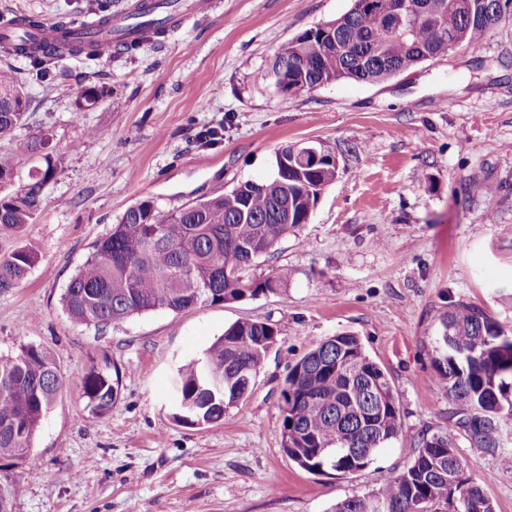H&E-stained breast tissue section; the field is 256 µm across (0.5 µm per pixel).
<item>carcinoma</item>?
Returning a JSON list of instances; mask_svg holds the SVG:
<instances>
[{
    "label": "carcinoma",
    "instance_id": "cac0c4a2",
    "mask_svg": "<svg viewBox=\"0 0 512 512\" xmlns=\"http://www.w3.org/2000/svg\"><path fill=\"white\" fill-rule=\"evenodd\" d=\"M352 0L343 16L309 29L282 45L272 74L290 88L350 79L379 83L393 70L412 69L424 58L448 54V47L477 45L512 10L499 0L485 16L486 0H422L435 22L401 38ZM336 28L329 48L323 27ZM40 67L58 58L49 49L21 47ZM30 99L10 66H0V142L27 124ZM46 147L35 137L13 149L0 148V241L19 238L35 218L51 166L29 173L14 193L19 156ZM314 168L284 174L280 166L261 183L246 181L229 193L176 210L150 201L129 207L120 221L92 245L69 280L63 307L75 321L104 326L133 314L179 312L201 304H224L277 290L288 269L253 278L255 261L272 252L290 232L308 223L319 189L336 180V156ZM39 262L38 252L16 247L0 256V290L15 287ZM437 338L436 384L448 393V432L422 434L410 463L391 471L373 492L337 502L331 512H494L481 487L465 476L455 452L454 432L492 451L500 433L512 428V330L482 308L459 303L448 311ZM278 332L262 321L237 322L200 356L178 370L174 418L206 425L224 418L250 392L277 344ZM63 377L52 356L34 345L0 357V457L27 458L30 442L53 407ZM89 406L106 414L120 394L119 377L91 368L82 376ZM281 447L300 468L352 475L368 467L376 452L402 430L393 386L365 352L359 337L342 333L320 342L296 361L283 390Z\"/></svg>",
    "mask_w": 512,
    "mask_h": 512
}]
</instances>
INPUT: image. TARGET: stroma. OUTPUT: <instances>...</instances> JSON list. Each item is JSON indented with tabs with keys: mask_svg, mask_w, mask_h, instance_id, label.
I'll return each instance as SVG.
<instances>
[{
	"mask_svg": "<svg viewBox=\"0 0 512 512\" xmlns=\"http://www.w3.org/2000/svg\"><path fill=\"white\" fill-rule=\"evenodd\" d=\"M93 4L0 0V19L85 20ZM351 6L218 0L112 56L60 57L44 78L0 55L31 100L17 139H48L45 153L23 159L20 179L54 168L21 238L40 260L0 290V356L39 346L64 381L32 458L0 459L12 512H330L404 468L422 433L447 432L434 364L442 317L467 302L512 328V15L481 44L387 81L282 92L271 72L278 48ZM90 86L102 98L78 110ZM311 141L335 151L338 175L308 224L252 268L258 277L287 269L277 292L134 314L103 330L63 310L69 279L129 206L178 209L264 181L278 148ZM247 319L278 332L251 393L220 422L176 421L177 368ZM341 333L358 336L386 371L402 430L366 469L314 474L281 447L282 392L291 365ZM91 367L120 375L119 399L102 416L82 391ZM454 442L495 512H512V437L493 451Z\"/></svg>",
	"mask_w": 512,
	"mask_h": 512,
	"instance_id": "35a3bbf8",
	"label": "stroma"
}]
</instances>
